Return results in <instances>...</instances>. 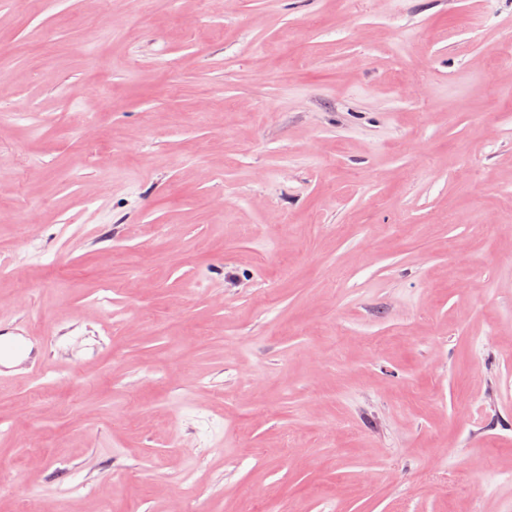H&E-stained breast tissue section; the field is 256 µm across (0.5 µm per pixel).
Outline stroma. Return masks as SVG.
<instances>
[{
    "instance_id": "stroma-1",
    "label": "stroma",
    "mask_w": 512,
    "mask_h": 512,
    "mask_svg": "<svg viewBox=\"0 0 512 512\" xmlns=\"http://www.w3.org/2000/svg\"><path fill=\"white\" fill-rule=\"evenodd\" d=\"M510 42L512 0H0V327L46 355L0 512H512Z\"/></svg>"
}]
</instances>
